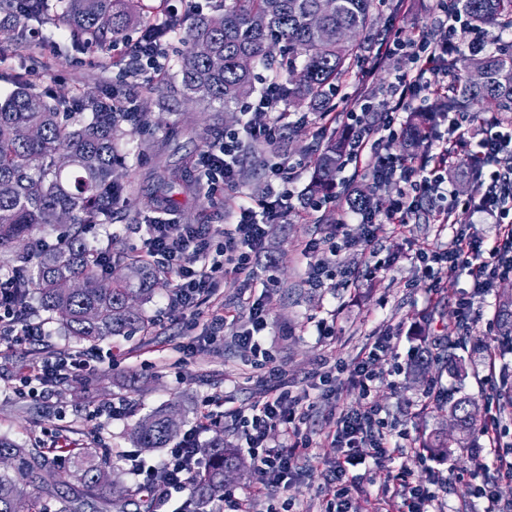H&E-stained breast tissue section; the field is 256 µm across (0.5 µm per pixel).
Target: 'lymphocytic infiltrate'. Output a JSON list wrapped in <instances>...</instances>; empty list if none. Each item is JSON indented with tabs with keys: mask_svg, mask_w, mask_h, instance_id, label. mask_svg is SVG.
<instances>
[{
	"mask_svg": "<svg viewBox=\"0 0 512 512\" xmlns=\"http://www.w3.org/2000/svg\"><path fill=\"white\" fill-rule=\"evenodd\" d=\"M487 47L488 40L482 36L480 27L462 18L454 0H444L432 37L421 36L407 44L394 39L382 41L381 60L403 56L410 67L395 72L390 84L391 100L375 110L372 121L353 124L346 157L347 163L370 175L374 182L390 186L394 193L386 210H350L351 218L367 226H408L423 201L433 198L439 201L432 211L433 223L456 224L467 217L492 225L494 239L490 247H483L481 241L468 235L456 234L445 248L425 246L420 250L425 261L424 275L435 279L436 291L447 292L449 300L454 301L458 324L462 327L470 323L472 304L457 286L459 277L469 276L473 293L484 294L493 279L512 275V129H503L499 120L491 118L484 122L482 136L475 141L459 117L450 118L448 135L467 160L466 174L476 177L482 189L476 201H462L449 195L447 148H440L429 160L421 161L384 153L382 143L385 138L402 134L403 114L417 96L428 90L425 76L434 69L440 55L480 54ZM127 57L128 75L155 76L163 68L165 48L142 33L130 42ZM282 100L280 81H269L253 105L254 111L264 114V121L246 124L240 131L225 132L202 153L200 162L210 186L235 183L243 137L273 140L280 135L282 115L277 106ZM267 234V226L258 220L256 211L244 206L238 212L234 228L222 235L208 224L156 222L148 228L144 252L162 261L172 272L167 306L177 312L216 297L225 274L251 273ZM219 235L224 238L222 258L208 262L209 251ZM439 265L448 270L447 277L440 281L435 278V268ZM17 293L13 285L0 283V344L15 347L43 343L46 337L43 324L32 321L27 310L17 304ZM111 360V354L95 349L76 356L51 353L21 372L11 392L19 398L35 397L60 381L90 375ZM269 373L271 379L262 398L249 412L226 407L223 396L210 395L203 401L193 426L168 448L159 464L147 466L139 458H132L130 472L137 486L151 494L150 512H163L173 493L190 486L203 462L199 436L219 418L231 419L237 425L258 473L257 480L243 495L231 497L232 512H251L253 501L258 499L266 502V512H282L288 476L300 451L307 447L302 426L308 409L279 383L278 367H271ZM275 430L282 433L284 443H269L268 435ZM330 440L338 454L333 465L322 474L324 512H349L348 487L357 481L356 475L350 472L351 467L368 459L381 463L405 448L381 408L371 402L341 408ZM393 482V495L400 500L396 512H426L438 500L427 487L412 482L407 470H400Z\"/></svg>",
	"mask_w": 512,
	"mask_h": 512,
	"instance_id": "1",
	"label": "lymphocytic infiltrate"
}]
</instances>
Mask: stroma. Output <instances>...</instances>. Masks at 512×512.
Returning <instances> with one entry per match:
<instances>
[{
  "mask_svg": "<svg viewBox=\"0 0 512 512\" xmlns=\"http://www.w3.org/2000/svg\"><path fill=\"white\" fill-rule=\"evenodd\" d=\"M376 30L386 38L411 41L419 34H430L439 19L437 0H384L376 13ZM68 31L57 28L51 17L29 22L27 27L11 25L0 31V48L8 59H0V99L15 88L13 76L29 72L37 91L53 96L83 93L109 94L120 88L130 98L134 110L150 112L149 124L129 128L120 141L118 154L128 173L123 200L115 206L112 221L93 228L86 236L96 247L116 254L141 247L148 226L156 212L146 204L154 190L156 177L187 156H200L209 142L225 131L242 129L251 114L245 104L233 111L220 105L202 109L195 99L181 95L175 62L182 48L181 39L166 47V83L158 94H146L144 78L125 77L122 67H103L104 57L122 59L126 44L120 43L109 53L89 48L70 47ZM296 130L281 149L267 152V162L283 164L295 195L305 194L311 178L309 158L320 133L314 114L294 104H285ZM180 129L178 137L166 135L167 126ZM252 180L237 178L235 185L209 188L201 169H193V186L177 198L170 214L178 224L225 225L231 210L239 204L257 205L264 200L265 169L256 170ZM370 177L345 165L336 175V187L322 208H305L293 203L290 212L270 225L263 245L264 260L254 267L253 276L226 274L220 298L226 307L237 309L238 322L226 327L216 342L208 340L210 304L182 313L166 307L167 290H160L144 311L155 321L148 335L128 339L107 338L97 343L100 351L115 355L113 365L96 373L93 383L70 380L49 388L46 396L17 399L0 394V436L30 448L41 444L46 432L64 431L78 448H99L109 456L112 475L127 487L135 480L122 459V452L139 453L145 465H155L165 456V449L139 450L129 437L130 430L143 415L170 403L182 412V428H190L206 396L220 393L240 410H249L260 385L258 368L247 365L237 335L246 330L248 309L242 303L246 290L261 297L268 313V327L262 335V347L284 371V380L293 396L316 400L305 430L312 438L309 456L300 457L289 481L288 497L292 512H320L323 493L321 472L336 459V450L327 436L332 432L335 410L354 407L363 400L360 387L348 372L337 373L328 396H319L315 372L321 358L349 365L381 336L391 338V348L383 357L384 367L408 364L424 340L435 341L436 352L447 354L449 334L458 327L456 310L447 297H433L432 282L424 277L413 255L420 246L447 245L451 230L419 220L405 232L381 225L376 245L392 266L373 276L366 275V258L357 249L341 251L332 272L333 282L316 286L313 271L321 253H303L306 242L332 236L343 230L353 242L363 240L365 229L357 223H344L347 211L343 198L352 188L369 189ZM512 290V277L494 280L488 295L474 299L470 334L474 340L485 339L497 329L498 300ZM34 320L43 323L49 333L46 344L0 349V379L16 378L27 366L47 353H78L86 343L65 336L58 316L33 308ZM328 321L336 326L333 338L320 336L318 326ZM194 341L197 353L181 360L177 348ZM483 361H472L464 380H457L447 370L433 366L426 377L408 375L386 377L372 390L377 404L388 411L397 427L409 428L423 437L444 422V413L425 398L428 387H435L443 398L463 395L473 398L480 408H493L504 441L512 442V405L499 400L489 403ZM133 404L129 417L112 420L92 417L98 404L118 399ZM407 468L424 485L446 483L442 512H470L468 485L491 483L497 496L512 502V481L498 478L494 469H483L471 454L457 462L445 461L428 449L405 455L400 460L376 464L366 461L356 468L360 479L350 492L351 512H371L376 499L389 497L393 484L391 473Z\"/></svg>",
  "mask_w": 512,
  "mask_h": 512,
  "instance_id": "35a3bbf8",
  "label": "stroma"
}]
</instances>
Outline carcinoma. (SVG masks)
I'll use <instances>...</instances> for the list:
<instances>
[{
    "label": "carcinoma",
    "mask_w": 512,
    "mask_h": 512,
    "mask_svg": "<svg viewBox=\"0 0 512 512\" xmlns=\"http://www.w3.org/2000/svg\"><path fill=\"white\" fill-rule=\"evenodd\" d=\"M468 20L483 27L500 24L512 28V0H458ZM320 0H224L218 14L205 16L187 9L165 17L155 30L160 40L182 33L183 49L177 57L183 90L210 104L229 108L248 99L255 91L252 69H242L237 59L249 55L269 71L291 73L284 98L314 114L336 112L330 94L346 76L373 32L375 0H336V11L321 16V24L336 32V38L321 39L308 19L318 14ZM16 20L31 19L51 11L56 26L95 46H110L127 37L133 16L147 19L143 0H16L6 6ZM358 31L360 39H344V31ZM483 73V81H470V71ZM448 72L454 75L448 94L441 96L438 109L467 110L475 102H491L500 112H512V49L484 56H448ZM16 89L0 101V252L15 253L18 264L8 276L17 281L16 301L30 303L29 289L38 294L39 308L60 317L67 334L91 345L107 337L130 338L146 334L155 320L141 305L156 290L169 286L170 271L158 261L132 254L116 261L128 275H102L104 251L86 240L87 227L112 223V211L125 190L123 164L117 142L125 135L122 123H148L146 112H115L121 95L78 98L56 97L47 101L34 91L25 74L16 75ZM32 126L40 136L19 141L12 135L17 127ZM427 113L417 112L403 143L413 152L432 137ZM346 133L334 129L322 137L314 154L308 198L328 195L335 188L336 173L343 167ZM193 162L186 157L157 177L150 205L173 206L176 195L189 182ZM70 216L57 242L47 247L39 234L58 225V215ZM37 263L28 265L29 254ZM500 341L512 346V295L499 300ZM448 362L458 378L467 374L465 360L442 358L429 351L409 364V374H424L434 364ZM448 418L458 421V431L449 436L439 429L430 432L420 445L443 457L474 447L484 423L478 404L460 397L446 405ZM176 415L169 406L138 419L131 429L136 447L166 448L179 436L171 424ZM203 451L207 465L199 473L183 503V512H207L209 503L224 491V471L240 473L246 461L224 446L218 436ZM10 457L12 468L0 472V512H14L16 503L27 504L28 512H79L85 499L94 497L113 512H125L127 490L111 475L106 463L90 448L53 453L39 447L23 448L0 437V455ZM54 471L58 483L45 485L41 470Z\"/></svg>",
    "instance_id": "cac0c4a2"
}]
</instances>
